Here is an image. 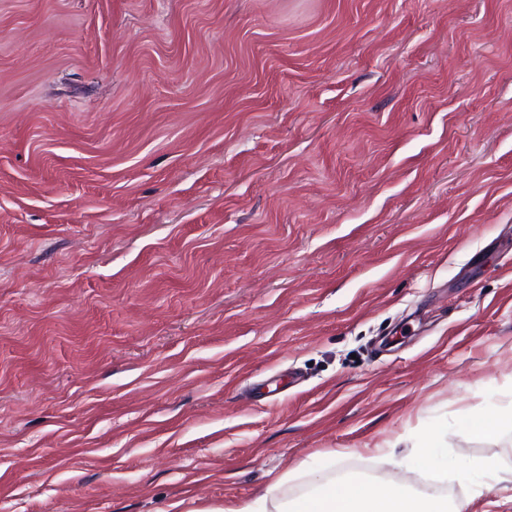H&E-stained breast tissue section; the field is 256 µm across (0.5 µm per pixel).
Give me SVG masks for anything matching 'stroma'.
Wrapping results in <instances>:
<instances>
[{
    "label": "stroma",
    "mask_w": 512,
    "mask_h": 512,
    "mask_svg": "<svg viewBox=\"0 0 512 512\" xmlns=\"http://www.w3.org/2000/svg\"><path fill=\"white\" fill-rule=\"evenodd\" d=\"M490 410L512 0H0V512L289 501L329 460L512 512L446 466L512 469Z\"/></svg>",
    "instance_id": "obj_1"
}]
</instances>
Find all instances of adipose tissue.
Returning <instances> with one entry per match:
<instances>
[{
	"label": "adipose tissue",
	"instance_id": "ef3b65f1",
	"mask_svg": "<svg viewBox=\"0 0 512 512\" xmlns=\"http://www.w3.org/2000/svg\"><path fill=\"white\" fill-rule=\"evenodd\" d=\"M284 482V477H277L264 494L220 512H470L471 507L470 500L451 504L446 498L413 492L400 483L339 480L325 469L304 496L284 504L278 499Z\"/></svg>",
	"mask_w": 512,
	"mask_h": 512
}]
</instances>
